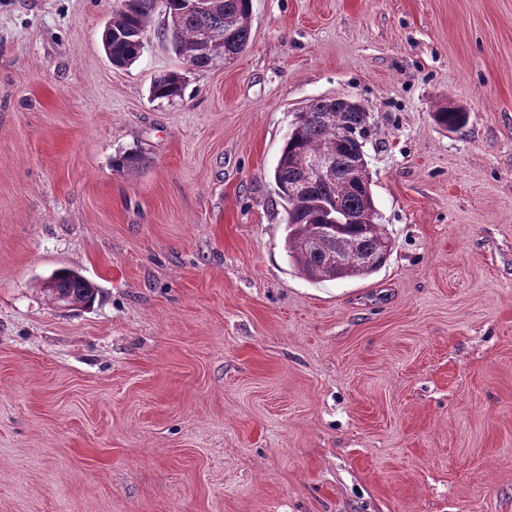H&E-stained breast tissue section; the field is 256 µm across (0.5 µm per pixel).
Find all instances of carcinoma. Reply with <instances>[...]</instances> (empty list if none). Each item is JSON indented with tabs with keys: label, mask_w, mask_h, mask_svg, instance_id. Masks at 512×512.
<instances>
[{
	"label": "carcinoma",
	"mask_w": 512,
	"mask_h": 512,
	"mask_svg": "<svg viewBox=\"0 0 512 512\" xmlns=\"http://www.w3.org/2000/svg\"><path fill=\"white\" fill-rule=\"evenodd\" d=\"M123 2V8L107 22L109 35L102 40L104 52L118 67L127 66L140 56L142 35L151 30L156 12V0ZM250 13L251 0H206L201 10L189 7L188 0H169L164 11L168 23L154 30V36L169 44L183 60L194 62L198 68H208L213 66L207 53L209 43L223 47L224 54L232 57L245 51L250 39ZM185 87L184 73L170 70L154 79L151 94L156 99L173 100L183 96ZM434 120L445 129L457 131L465 125L466 113L443 109L434 113ZM369 136L367 112L363 107L344 109L330 98H321L296 113L285 138L273 170L276 191L284 202L286 214L285 246L288 257L311 281L336 279L333 261L338 245L344 247L341 258L347 277L371 275L387 260V255L377 249L376 233L365 227L366 219L375 211L372 193L346 178L359 142ZM321 145L335 149L334 176L302 191L304 175L297 160L308 157ZM143 163L144 158L137 152L112 159V167L118 171L133 172ZM329 199L358 221L337 228L320 223L319 204ZM363 255L373 257L376 265L361 266L359 259ZM50 279L54 292L76 305L87 303L95 296V288L75 270L60 269Z\"/></svg>",
	"instance_id": "cac0c4a2"
}]
</instances>
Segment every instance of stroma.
<instances>
[{
    "mask_svg": "<svg viewBox=\"0 0 512 512\" xmlns=\"http://www.w3.org/2000/svg\"><path fill=\"white\" fill-rule=\"evenodd\" d=\"M121 5L0 0V512H512V0H251L210 68ZM336 96L393 248L314 282L271 172ZM157 0H123V8L107 22L109 35H102V47L112 64L127 66L140 56L151 31L152 19L157 10ZM158 8H164L165 1H157ZM142 39V45L140 41ZM186 87V76L179 70H170L154 79L151 94L156 99L182 98ZM50 279L54 283V292L68 298L74 304L90 302L96 289L79 272L72 269H60L54 272ZM47 279L43 282L46 291L53 290V283Z\"/></svg>",
    "mask_w": 512,
    "mask_h": 512,
    "instance_id": "stroma-1",
    "label": "stroma"
}]
</instances>
